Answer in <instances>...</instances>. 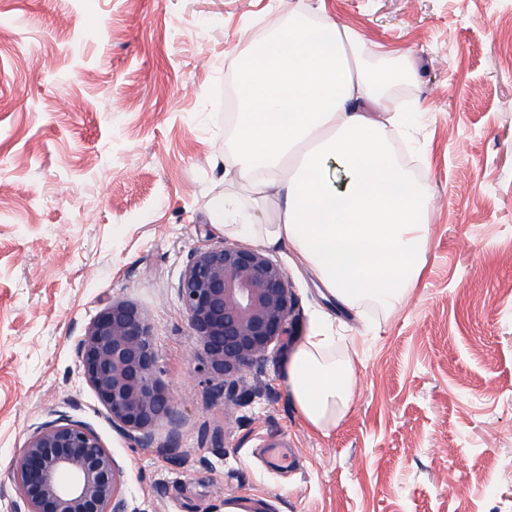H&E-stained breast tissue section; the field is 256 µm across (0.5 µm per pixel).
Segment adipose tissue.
<instances>
[{
  "label": "adipose tissue",
  "instance_id": "1",
  "mask_svg": "<svg viewBox=\"0 0 512 512\" xmlns=\"http://www.w3.org/2000/svg\"><path fill=\"white\" fill-rule=\"evenodd\" d=\"M362 45L349 25L294 16L237 59L239 175L258 198L280 199L281 218L251 223L225 199L213 218L225 235L295 250L342 305L389 307L416 285L426 263L433 196L394 159L382 134L383 123H401V116H370L413 72L368 70L358 63ZM334 166L343 185L330 175ZM282 374L301 421L329 434L355 395L356 375L351 357L337 356L324 321L294 338Z\"/></svg>",
  "mask_w": 512,
  "mask_h": 512
}]
</instances>
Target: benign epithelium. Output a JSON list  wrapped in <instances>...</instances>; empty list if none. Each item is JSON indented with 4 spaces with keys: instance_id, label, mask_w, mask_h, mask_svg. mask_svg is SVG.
Listing matches in <instances>:
<instances>
[{
    "instance_id": "1",
    "label": "benign epithelium",
    "mask_w": 512,
    "mask_h": 512,
    "mask_svg": "<svg viewBox=\"0 0 512 512\" xmlns=\"http://www.w3.org/2000/svg\"><path fill=\"white\" fill-rule=\"evenodd\" d=\"M178 296L195 341L197 372L215 400L240 401L246 374L290 335L298 298L281 264L261 248H200L181 272ZM83 375L112 419L140 446L177 405L159 378L152 326L133 302L114 299L78 344ZM17 512H128L122 469L87 424L61 415L38 426L11 463Z\"/></svg>"
}]
</instances>
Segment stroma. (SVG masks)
I'll return each mask as SVG.
<instances>
[{"label":"stroma","mask_w":512,"mask_h":512,"mask_svg":"<svg viewBox=\"0 0 512 512\" xmlns=\"http://www.w3.org/2000/svg\"><path fill=\"white\" fill-rule=\"evenodd\" d=\"M298 14L351 25L367 66L372 47L403 53L415 77L386 105L413 120L385 135L435 197L422 275L392 309L346 310L294 251L271 253L299 301L293 335L326 314L337 354H356V395L326 435L296 415L282 348L246 375V401L211 402L177 294L188 255L225 241L216 200L279 221L239 179L224 83L271 20ZM115 298L153 327L176 446L164 422L149 446L126 439L81 373L78 344ZM61 414L112 452L129 512L237 497L512 512V0H0V512L20 502L12 459Z\"/></svg>","instance_id":"35a3bbf8"}]
</instances>
